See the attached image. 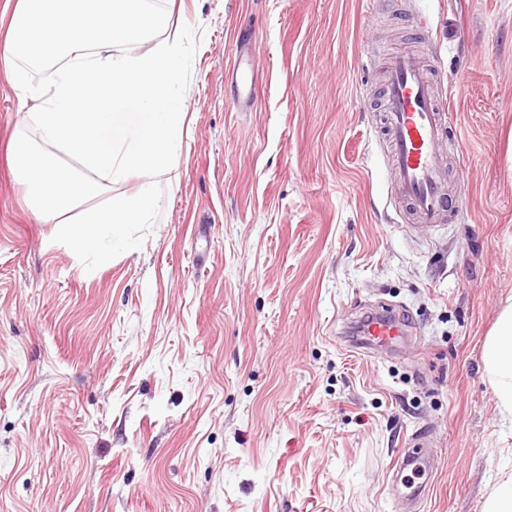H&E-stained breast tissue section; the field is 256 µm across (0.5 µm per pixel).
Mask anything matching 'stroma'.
Instances as JSON below:
<instances>
[{
    "mask_svg": "<svg viewBox=\"0 0 512 512\" xmlns=\"http://www.w3.org/2000/svg\"><path fill=\"white\" fill-rule=\"evenodd\" d=\"M190 139L152 223L75 251L14 168L0 68V512H400L392 465L439 452L424 512L512 476L482 344L512 301V0H172ZM431 20L465 203L405 233L369 51ZM253 48L255 105L226 72ZM389 304L409 342L347 351ZM400 452L394 461L393 469L396 472L405 470L407 466L414 465L413 469L423 471L424 475L433 473L434 453L422 437L412 438L408 448Z\"/></svg>",
    "mask_w": 512,
    "mask_h": 512,
    "instance_id": "1",
    "label": "stroma"
}]
</instances>
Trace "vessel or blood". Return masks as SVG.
<instances>
[{"label": "vessel or blood", "mask_w": 512, "mask_h": 512, "mask_svg": "<svg viewBox=\"0 0 512 512\" xmlns=\"http://www.w3.org/2000/svg\"><path fill=\"white\" fill-rule=\"evenodd\" d=\"M385 81L382 94V121L387 130L389 148L385 165L396 190L398 202L406 204L416 225L434 227L446 223L454 210L464 204L462 193L448 183V156L439 145L452 129V114L439 81L432 77L422 54L414 49L386 48L383 53ZM253 61L242 52L240 63L231 76L237 88L234 105L248 110L255 103L252 78ZM409 333L402 314L382 311L369 323L362 339L352 349L364 354L390 349ZM434 453L424 438L416 437L394 461V471L407 466L423 471L425 482L406 480V499L416 506L429 496Z\"/></svg>", "instance_id": "obj_1"}]
</instances>
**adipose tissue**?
<instances>
[{
  "instance_id": "1",
  "label": "adipose tissue",
  "mask_w": 512,
  "mask_h": 512,
  "mask_svg": "<svg viewBox=\"0 0 512 512\" xmlns=\"http://www.w3.org/2000/svg\"><path fill=\"white\" fill-rule=\"evenodd\" d=\"M164 12L146 0H14L0 62L24 98L39 102L26 113L31 134L14 146L17 174L33 212L55 219L60 235L84 251L104 239L123 241L132 225L151 223L155 195L150 176L173 169L188 136L180 107L182 77L176 44L153 41ZM42 71L31 86L30 68ZM76 161L62 166L56 149ZM138 177L139 187L87 210L81 226L64 214ZM483 364L501 414L512 419V304L485 340Z\"/></svg>"
}]
</instances>
